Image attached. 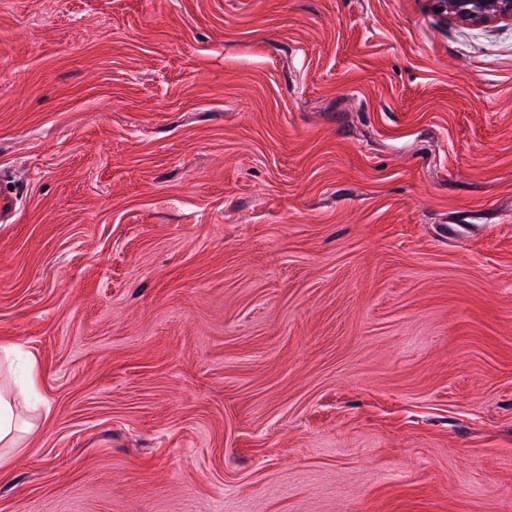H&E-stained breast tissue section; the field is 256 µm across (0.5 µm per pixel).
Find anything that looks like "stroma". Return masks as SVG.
<instances>
[{"label": "stroma", "instance_id": "stroma-1", "mask_svg": "<svg viewBox=\"0 0 512 512\" xmlns=\"http://www.w3.org/2000/svg\"><path fill=\"white\" fill-rule=\"evenodd\" d=\"M0 512H512V24L0 0ZM16 396H7L0 392V444L12 447L16 444V432L18 430L15 422L13 402Z\"/></svg>", "mask_w": 512, "mask_h": 512}]
</instances>
